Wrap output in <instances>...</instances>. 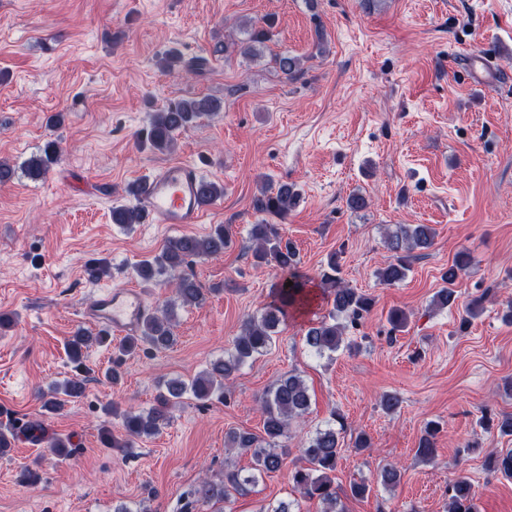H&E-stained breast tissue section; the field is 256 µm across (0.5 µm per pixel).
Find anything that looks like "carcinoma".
I'll use <instances>...</instances> for the list:
<instances>
[{
  "label": "carcinoma",
  "mask_w": 512,
  "mask_h": 512,
  "mask_svg": "<svg viewBox=\"0 0 512 512\" xmlns=\"http://www.w3.org/2000/svg\"><path fill=\"white\" fill-rule=\"evenodd\" d=\"M275 21L267 19L261 25L246 27V38L235 43L240 55L254 57L273 36ZM278 70L287 77H293L300 70V59L288 54L275 58ZM220 109V103L211 98H180L169 101L163 109L154 113L146 133V142L153 149L164 152L170 149L174 135L192 124L202 115ZM60 145L57 140H48L41 149V155L31 158L25 166L26 175L32 180L44 178L50 167L57 162ZM299 193L286 183L275 188L264 189L254 196L253 210L260 219L251 226L250 239L254 243V258L260 265L273 267L290 275L293 285L276 289L273 301L258 316L248 317L242 324L240 333L233 340L228 356L210 363L209 368L190 381L172 378L160 386L156 404L147 410H127L122 414L124 437L119 438L107 429H102V440L109 448L128 452L133 440L158 433L160 425L169 420L170 412L181 403L186 394L200 401L224 400L226 381L242 365L264 355L275 343L278 327L286 321L289 310L301 305L308 297L309 278L297 274L299 259L296 250L289 242H283L280 228L274 220L283 221L295 207ZM141 210L137 207L119 206L112 208V223L121 227H130L141 222ZM434 231L427 224H402L390 232L386 238L387 249L392 253L391 261L377 272L379 281L385 285L395 284L407 276L410 271V259L417 250L432 246ZM229 228L223 224L215 225L203 236H181L168 241L162 251L140 261L133 269L134 274L146 283L160 281L162 277H175L177 298L182 305L191 306L204 300L203 289L196 279L180 274L181 268L193 259L217 257L229 246ZM468 264V256L459 253L454 262L443 273L446 287L440 289L433 303L447 308L457 301L452 289L459 273ZM111 268L104 260L90 261L84 265V274L90 283H96L110 275ZM323 294L331 304L327 316L312 323L306 330L304 342L315 354L332 355L341 347L352 349V344L344 343L346 325L338 322L342 316L355 324L370 311L372 299L349 287L341 276V265L332 254L319 272ZM174 336L169 311L146 318L140 335L127 337L115 346L113 366L105 373L106 379L115 384L120 379L118 367L123 357L134 353L142 345L154 350H165L174 345ZM93 346L110 347L112 337L87 329L76 330L68 343V355L72 362L81 364L84 353ZM83 392V382L68 379L56 384L54 397L44 407L49 410L60 409L67 398H76ZM311 406L309 388L298 374L290 372L281 376L261 398L263 413V436L248 432L231 431L225 442L231 448H238L251 454L254 469L259 472H271L281 468L289 448L282 443L288 438L293 421L303 417ZM439 425L431 422L426 425L419 440L418 456L428 459L434 454V439ZM345 432L343 416L332 414L331 424L318 430L301 449L302 458L308 467H297L291 474L293 487L307 499H317L324 505V512H344L339 507L340 496L334 485L332 474L340 460L344 448L340 435ZM485 465L491 472H503L512 475V452L506 455L489 456ZM256 477L243 476L238 472H227L224 478L213 481L204 480L192 492L196 501L203 504L224 502L231 492H244L247 486L254 484ZM449 512H477L475 495L470 481L459 476L449 485Z\"/></svg>",
  "instance_id": "carcinoma-1"
}]
</instances>
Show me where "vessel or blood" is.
Segmentation results:
<instances>
[{
	"label": "vessel or blood",
	"instance_id": "b4317fda",
	"mask_svg": "<svg viewBox=\"0 0 512 512\" xmlns=\"http://www.w3.org/2000/svg\"><path fill=\"white\" fill-rule=\"evenodd\" d=\"M201 173L192 164L176 162L147 177L139 199L150 223L182 226L202 221ZM146 316L141 289L130 286L101 292L82 313L84 322L116 335H135Z\"/></svg>",
	"mask_w": 512,
	"mask_h": 512
}]
</instances>
